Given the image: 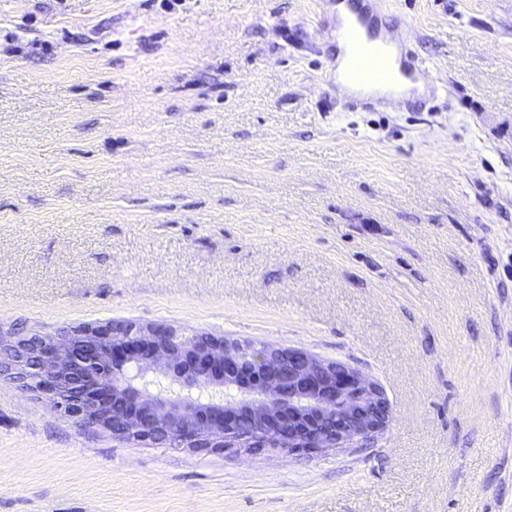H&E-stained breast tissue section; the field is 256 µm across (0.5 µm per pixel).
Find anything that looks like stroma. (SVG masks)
<instances>
[{
    "mask_svg": "<svg viewBox=\"0 0 512 512\" xmlns=\"http://www.w3.org/2000/svg\"><path fill=\"white\" fill-rule=\"evenodd\" d=\"M443 82L345 107L321 0H0V343L107 321L381 385L349 448L115 439L0 375V512H512V0H394ZM410 102L407 98L387 99L376 98L372 96L354 95L351 94L348 98V106L350 109H365L371 110L376 107L392 106L399 109L406 108Z\"/></svg>",
    "mask_w": 512,
    "mask_h": 512,
    "instance_id": "obj_1",
    "label": "stroma"
}]
</instances>
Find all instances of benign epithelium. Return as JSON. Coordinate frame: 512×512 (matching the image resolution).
<instances>
[{
	"instance_id": "obj_1",
	"label": "benign epithelium",
	"mask_w": 512,
	"mask_h": 512,
	"mask_svg": "<svg viewBox=\"0 0 512 512\" xmlns=\"http://www.w3.org/2000/svg\"><path fill=\"white\" fill-rule=\"evenodd\" d=\"M244 348L206 333L108 322L16 339L0 371L49 396L80 425L117 439L134 431L156 443L173 438L201 453L243 441L236 432L242 412L258 425L248 442L289 452L344 448L387 427L380 385L357 368L270 344L249 358ZM158 367L178 389L152 394L139 386ZM210 384L224 387L223 402L193 398Z\"/></svg>"
}]
</instances>
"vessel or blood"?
Here are the masks:
<instances>
[{"label": "vessel or blood", "instance_id": "obj_1", "mask_svg": "<svg viewBox=\"0 0 512 512\" xmlns=\"http://www.w3.org/2000/svg\"><path fill=\"white\" fill-rule=\"evenodd\" d=\"M353 8L346 36L352 46L343 73L350 84L382 85L393 83L401 77L411 81L427 80L428 67L417 53L406 29L386 23L385 17L392 10L391 0H346ZM385 99L372 96L350 95L348 106L352 109L371 110L388 104ZM403 109L408 99L390 102Z\"/></svg>", "mask_w": 512, "mask_h": 512}]
</instances>
